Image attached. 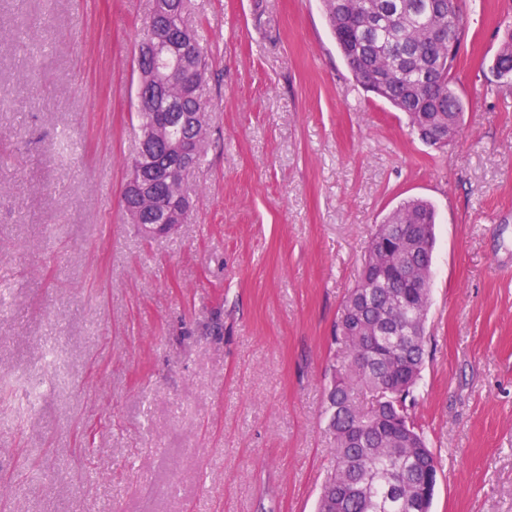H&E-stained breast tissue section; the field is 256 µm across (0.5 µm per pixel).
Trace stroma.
<instances>
[{
  "instance_id": "35a3bbf8",
  "label": "stroma",
  "mask_w": 512,
  "mask_h": 512,
  "mask_svg": "<svg viewBox=\"0 0 512 512\" xmlns=\"http://www.w3.org/2000/svg\"><path fill=\"white\" fill-rule=\"evenodd\" d=\"M153 6L0 0V512H316L337 315L411 198L438 216L413 412L432 512H512V90H487L512 0H466L441 150L356 85L321 0H188L207 136L187 222L147 238L121 198ZM46 373L34 375L26 380H21L17 385V398L22 407L28 412L35 413L39 410L41 401L39 393L45 387L47 380L52 381V372L56 364V355L46 354L43 359Z\"/></svg>"
}]
</instances>
